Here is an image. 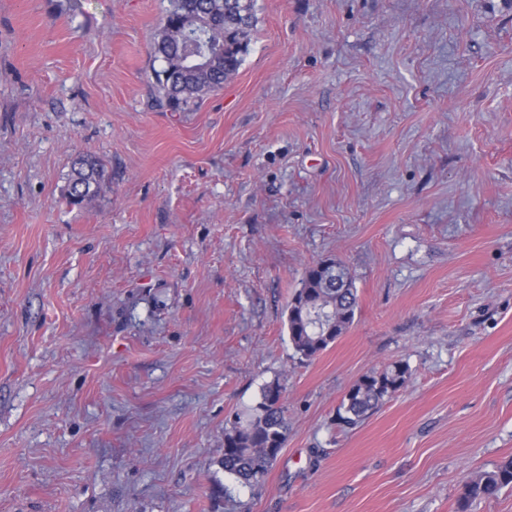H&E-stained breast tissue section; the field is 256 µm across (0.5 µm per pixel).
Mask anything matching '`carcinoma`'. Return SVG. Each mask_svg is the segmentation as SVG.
Returning a JSON list of instances; mask_svg holds the SVG:
<instances>
[{"label": "carcinoma", "instance_id": "carcinoma-1", "mask_svg": "<svg viewBox=\"0 0 512 512\" xmlns=\"http://www.w3.org/2000/svg\"><path fill=\"white\" fill-rule=\"evenodd\" d=\"M164 25L153 38L156 57L165 67L156 73V101L172 112H190L238 71L248 36L255 23V0H169ZM105 170L91 155L72 163L65 199L82 204L97 193ZM353 279L342 288L325 283L317 265L308 267L288 312L289 341L297 354L315 359L352 325L357 309ZM408 366L392 365L381 373L363 375L345 394L337 424L354 427L375 413L405 384ZM285 387L277 380L266 384L260 400L245 418L224 430L221 465L242 486L260 484L288 439ZM512 487V461L491 471L477 472L464 484L456 512H470L477 500L498 496Z\"/></svg>", "mask_w": 512, "mask_h": 512}]
</instances>
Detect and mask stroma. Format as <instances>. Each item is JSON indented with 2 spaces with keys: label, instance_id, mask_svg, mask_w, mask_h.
<instances>
[{
  "label": "stroma",
  "instance_id": "obj_1",
  "mask_svg": "<svg viewBox=\"0 0 512 512\" xmlns=\"http://www.w3.org/2000/svg\"><path fill=\"white\" fill-rule=\"evenodd\" d=\"M168 7L0 0V512H456L512 459V0H256L191 112L155 103ZM326 259L358 307L307 361ZM274 380L288 440L243 487L224 430ZM105 170L100 161L91 155H81L72 163L68 176L65 199L71 206L81 205L97 193L105 181ZM333 262L345 269L336 261ZM319 263L309 266L294 294L288 312L289 341L297 354L315 359L334 344L352 325L357 309V291L346 272L347 288L325 283ZM311 303L307 312L305 307ZM408 370L406 364L397 363L381 373L363 375L345 394L337 410V424L354 427L375 413L404 386Z\"/></svg>",
  "mask_w": 512,
  "mask_h": 512
}]
</instances>
